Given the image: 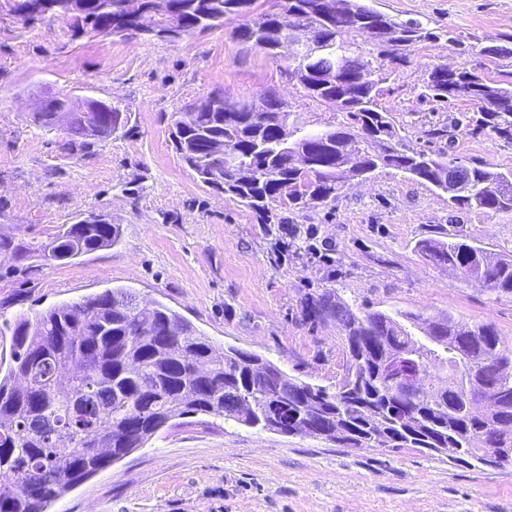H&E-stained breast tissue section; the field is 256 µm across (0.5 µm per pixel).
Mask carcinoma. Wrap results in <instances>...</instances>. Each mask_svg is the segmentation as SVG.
Wrapping results in <instances>:
<instances>
[{"instance_id":"1","label":"carcinoma","mask_w":512,"mask_h":512,"mask_svg":"<svg viewBox=\"0 0 512 512\" xmlns=\"http://www.w3.org/2000/svg\"><path fill=\"white\" fill-rule=\"evenodd\" d=\"M129 0H85L67 16L72 29L96 35L121 28ZM268 0H170L183 19V34L224 26L243 13L252 23L233 31L251 48L287 63L303 96L334 109L343 121L323 130H289L291 112L278 111L268 89L265 112L246 111V101L220 90L215 110L184 109V126L170 136L175 151L203 185L239 201L266 232L290 223V215L332 206L346 185L380 169L445 191L448 174L466 191L448 198L456 211L512 212V171L466 166L439 150H409L391 111L379 107L385 81L368 84L373 62L392 45L393 68L407 63L413 45L436 39L418 21L395 22L363 0H281L283 8L320 26L328 44L309 58L285 47L277 14ZM369 54L353 50L357 40ZM473 87V114L431 131L444 139L462 127L512 145V71L491 77L475 69L446 70L423 82L419 97L448 104L454 87ZM60 99L33 114L35 124L57 125ZM66 128L65 149H86L128 134L130 116L111 103ZM224 141L228 155L211 143ZM309 166L295 163L299 152ZM354 160L351 167L347 160ZM120 225L98 216L70 224L49 243L33 248L0 238V250L34 254L46 262H69L108 248ZM421 251L497 295L512 296V255L492 257L467 240L433 239ZM311 322H336L347 353V376L331 391L292 378L272 361L245 349H219L166 305L140 304L131 288H112L80 302L51 307L34 319L9 326L10 363L0 375V512H48L70 490L142 448L161 429L191 414L282 434H304L344 448H442L455 463L475 467L488 448L512 449V350L502 348L488 323L463 322L450 313L425 318L354 308L325 289L305 300ZM406 371L418 387L405 394L396 385ZM490 396L480 414L472 404Z\"/></svg>"}]
</instances>
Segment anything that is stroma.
I'll return each mask as SVG.
<instances>
[{
  "label": "stroma",
  "mask_w": 512,
  "mask_h": 512,
  "mask_svg": "<svg viewBox=\"0 0 512 512\" xmlns=\"http://www.w3.org/2000/svg\"><path fill=\"white\" fill-rule=\"evenodd\" d=\"M397 21L443 38L418 44L379 99L407 146H436L465 165L512 170V146L486 135L430 141L433 125L471 111L420 98L428 68L512 70V0H372ZM240 16L170 42L74 34L63 19L0 14V236L46 243L89 214L119 225L111 248L43 265L0 251V354L20 314L131 288L208 336L276 363L289 376L335 389L346 354L332 322L302 316L307 295L335 290L387 312H450L492 324L512 346V298L427 261L421 243L463 238L512 255V213H453L448 196L392 170L350 185L335 205L296 215L334 249L309 261L302 240L277 245L253 214L204 186L176 154L169 130L185 104L221 88L227 98L276 91L301 129L337 125L340 113L302 97L267 54L237 41ZM120 104L131 134L85 152L64 150L62 129L33 124L43 97ZM52 512H512V465L469 468L414 448H343L307 436L254 430L208 415L164 428L145 447L69 491Z\"/></svg>",
  "instance_id": "1"
}]
</instances>
